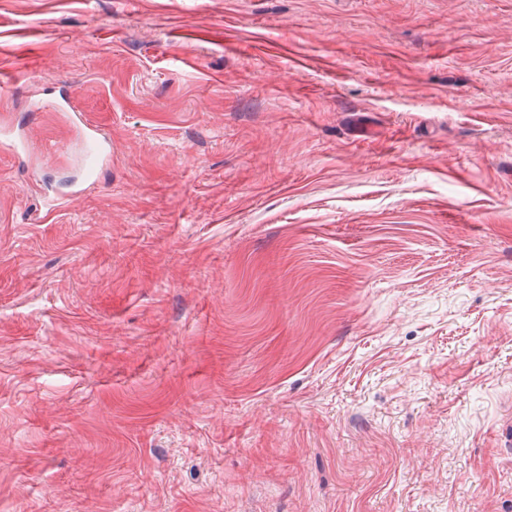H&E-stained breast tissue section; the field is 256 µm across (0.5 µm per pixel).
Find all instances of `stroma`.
I'll list each match as a JSON object with an SVG mask.
<instances>
[{"instance_id":"stroma-1","label":"stroma","mask_w":512,"mask_h":512,"mask_svg":"<svg viewBox=\"0 0 512 512\" xmlns=\"http://www.w3.org/2000/svg\"><path fill=\"white\" fill-rule=\"evenodd\" d=\"M5 127L0 512H512V0H0ZM84 143L86 178L90 181L95 177L98 166L104 159L108 140L98 128L86 124Z\"/></svg>"}]
</instances>
